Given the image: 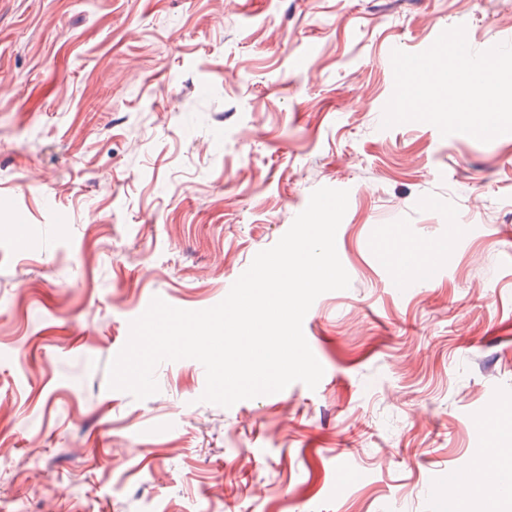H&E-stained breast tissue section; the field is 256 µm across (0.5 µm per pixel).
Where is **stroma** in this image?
<instances>
[{"mask_svg":"<svg viewBox=\"0 0 512 512\" xmlns=\"http://www.w3.org/2000/svg\"><path fill=\"white\" fill-rule=\"evenodd\" d=\"M457 25L512 43V0H0V512H448L512 409V134L380 122L392 50ZM323 186L351 283L303 321L316 389H109L153 297L215 306Z\"/></svg>","mask_w":512,"mask_h":512,"instance_id":"obj_1","label":"stroma"}]
</instances>
